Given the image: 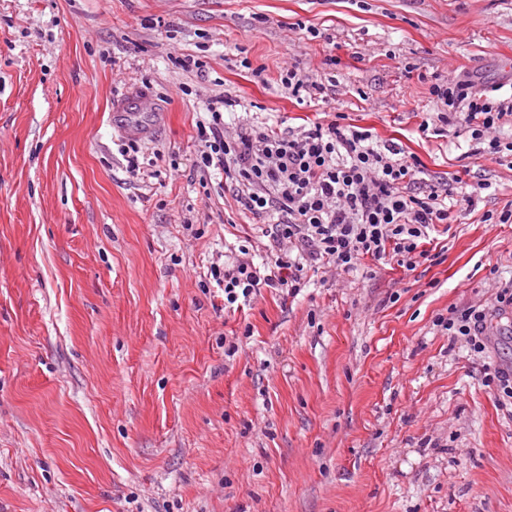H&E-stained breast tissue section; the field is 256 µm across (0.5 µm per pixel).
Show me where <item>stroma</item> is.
I'll use <instances>...</instances> for the list:
<instances>
[{
	"instance_id": "obj_1",
	"label": "stroma",
	"mask_w": 512,
	"mask_h": 512,
	"mask_svg": "<svg viewBox=\"0 0 512 512\" xmlns=\"http://www.w3.org/2000/svg\"><path fill=\"white\" fill-rule=\"evenodd\" d=\"M291 66L325 100L290 96ZM463 76L512 95V0H0V512H512V224L481 221L512 166L419 129ZM218 97L226 137L337 108L496 191L440 263L226 311L210 265L269 240L192 165ZM472 306L480 354L435 324Z\"/></svg>"
}]
</instances>
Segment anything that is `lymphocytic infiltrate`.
Wrapping results in <instances>:
<instances>
[{
    "instance_id": "f902f5d3",
    "label": "lymphocytic infiltrate",
    "mask_w": 512,
    "mask_h": 512,
    "mask_svg": "<svg viewBox=\"0 0 512 512\" xmlns=\"http://www.w3.org/2000/svg\"><path fill=\"white\" fill-rule=\"evenodd\" d=\"M431 92L447 108L440 122L463 118L475 154L512 157V140L493 134L512 116L511 97H492L490 87L468 80L435 83ZM208 114L197 125L201 148L194 167L216 168L226 179L248 185L245 210L276 218L264 231L271 242L265 262L254 263L242 245L224 265L210 266L228 309L263 288L298 294L310 270L350 273L366 259L415 270L435 259L425 247L431 233L450 223L453 209H475L485 189L464 181L453 189L429 183L417 155L344 124L340 112L296 136L267 127L233 139L224 135L223 112L212 106ZM485 318L483 310L471 307L436 323L480 353Z\"/></svg>"
}]
</instances>
